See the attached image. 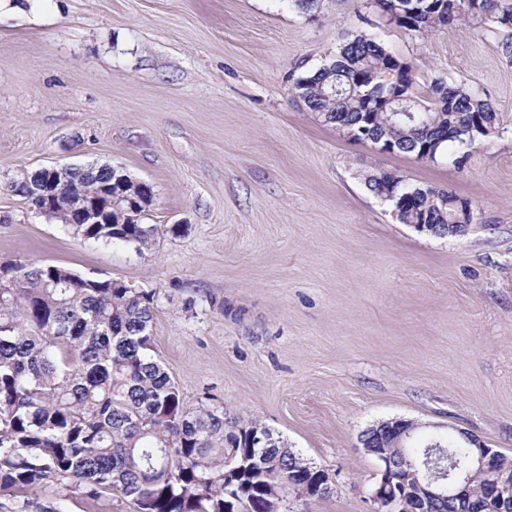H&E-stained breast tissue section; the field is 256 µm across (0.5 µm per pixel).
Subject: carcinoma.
I'll list each match as a JSON object with an SVG mask.
<instances>
[{"label":"carcinoma","instance_id":"cac0c4a2","mask_svg":"<svg viewBox=\"0 0 512 512\" xmlns=\"http://www.w3.org/2000/svg\"><path fill=\"white\" fill-rule=\"evenodd\" d=\"M387 16L408 13L397 26L424 35L468 16L512 27V6L499 0H376ZM392 53L375 34L343 36L336 56L292 77V91L322 119L354 123L392 142L397 151L451 153L462 131L482 122L480 139L499 136V119L477 91L431 86L418 90L412 68L402 92L387 84ZM107 173L75 169L64 190L100 192ZM393 194L410 195L398 219L470 224L469 201L435 187L398 180ZM127 205L112 207L115 224H77L58 211L74 237L104 244L152 247L161 228L126 224ZM156 293L114 288L112 279L21 260L0 264V498L44 494L57 486L89 499L114 492L135 512H271L288 484L306 482L313 499L332 493L322 471L276 437L273 448L230 472L227 461L251 432L268 431L258 418L238 423L224 411L191 403L151 354ZM447 448L457 471L468 469V448L443 433L412 438L406 448L423 458L429 446Z\"/></svg>","mask_w":512,"mask_h":512}]
</instances>
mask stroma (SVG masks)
<instances>
[{"label":"stroma","mask_w":512,"mask_h":512,"mask_svg":"<svg viewBox=\"0 0 512 512\" xmlns=\"http://www.w3.org/2000/svg\"><path fill=\"white\" fill-rule=\"evenodd\" d=\"M0 0V262L28 260L158 292L152 356L189 401L256 417L326 469L299 512H371L360 433L406 419L512 458V29L425 36L369 0ZM374 32L411 64L478 90L504 133L462 162L380 153L321 123L298 67ZM123 167L150 185L145 252L72 237L13 185L53 165ZM387 172L468 200L439 238L371 193Z\"/></svg>","instance_id":"1"}]
</instances>
